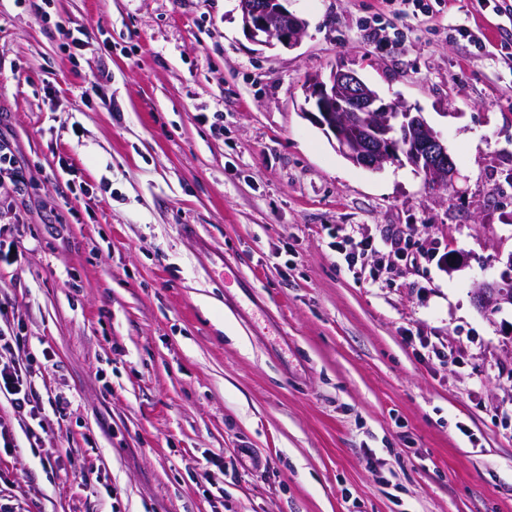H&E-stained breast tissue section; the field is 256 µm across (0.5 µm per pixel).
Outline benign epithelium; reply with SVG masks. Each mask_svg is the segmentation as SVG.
<instances>
[{"label":"benign epithelium","instance_id":"benign-epithelium-1","mask_svg":"<svg viewBox=\"0 0 512 512\" xmlns=\"http://www.w3.org/2000/svg\"><path fill=\"white\" fill-rule=\"evenodd\" d=\"M284 0H238L243 29L258 45L293 47L306 28ZM303 111L335 138L339 151L354 165L376 170L401 158L423 172L435 188L451 187L457 169L441 134L421 114L398 102H387L353 70L333 68L314 76L304 88ZM479 307L498 310L512 304V293L495 281L479 284Z\"/></svg>","mask_w":512,"mask_h":512}]
</instances>
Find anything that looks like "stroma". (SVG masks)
<instances>
[{"label": "stroma", "mask_w": 512, "mask_h": 512, "mask_svg": "<svg viewBox=\"0 0 512 512\" xmlns=\"http://www.w3.org/2000/svg\"><path fill=\"white\" fill-rule=\"evenodd\" d=\"M236 7L0 0V137L25 177L0 186V330L43 377L37 445L0 397V507L512 512V305L475 299L512 268V17L288 0L305 34L267 48ZM339 63L441 133L453 187L355 166L303 114ZM394 234L421 259L353 268L335 245Z\"/></svg>", "instance_id": "stroma-1"}]
</instances>
